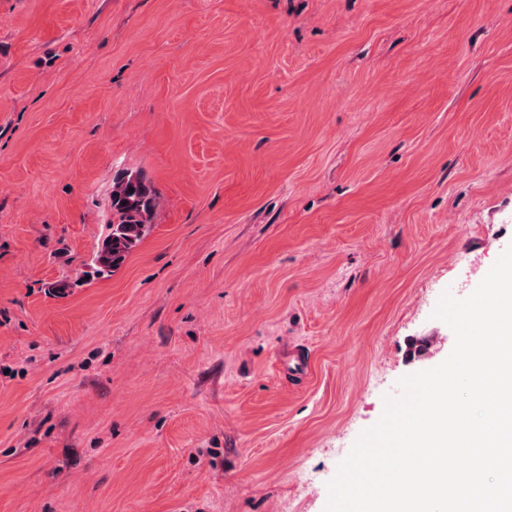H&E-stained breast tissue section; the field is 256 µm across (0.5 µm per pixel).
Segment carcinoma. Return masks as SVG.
Segmentation results:
<instances>
[{
	"mask_svg": "<svg viewBox=\"0 0 512 512\" xmlns=\"http://www.w3.org/2000/svg\"><path fill=\"white\" fill-rule=\"evenodd\" d=\"M158 196L151 178L143 172L121 174L113 179L112 222L98 243L92 263L81 276L109 277L140 245L152 227Z\"/></svg>",
	"mask_w": 512,
	"mask_h": 512,
	"instance_id": "1",
	"label": "carcinoma"
}]
</instances>
